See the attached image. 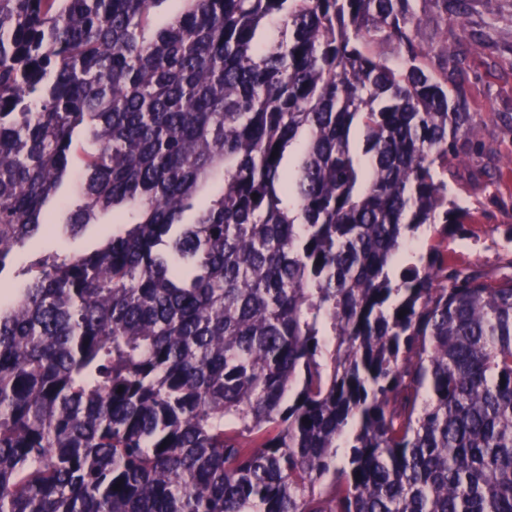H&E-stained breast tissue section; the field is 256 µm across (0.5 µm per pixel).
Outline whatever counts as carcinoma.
<instances>
[{
    "mask_svg": "<svg viewBox=\"0 0 512 512\" xmlns=\"http://www.w3.org/2000/svg\"><path fill=\"white\" fill-rule=\"evenodd\" d=\"M164 2L0 0V275L112 225L0 294V512H512V258L396 268L466 0ZM112 233V225L95 224L90 225L81 235L76 238L58 237L49 235L35 243L33 247H28L25 252L16 256L11 265L4 272V278L0 284L2 292H6L8 288H14L12 272L15 268L27 265L36 257L51 251L53 249L65 247L75 251H91L96 248L104 238V236Z\"/></svg>",
    "mask_w": 512,
    "mask_h": 512,
    "instance_id": "obj_1",
    "label": "carcinoma"
}]
</instances>
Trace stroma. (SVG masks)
<instances>
[{"instance_id":"35a3bbf8","label":"stroma","mask_w":512,"mask_h":512,"mask_svg":"<svg viewBox=\"0 0 512 512\" xmlns=\"http://www.w3.org/2000/svg\"><path fill=\"white\" fill-rule=\"evenodd\" d=\"M418 39L425 47L447 41L449 58H433V66L461 64V88L476 135L462 161L452 162L448 170V199L466 211L464 223L446 237L440 225H431L416 245L422 250L443 242L453 262L494 277L512 254V0H468L461 25L426 10ZM111 232V225L95 224L75 238L50 235L16 256L12 265L21 267L60 247L89 251Z\"/></svg>"}]
</instances>
